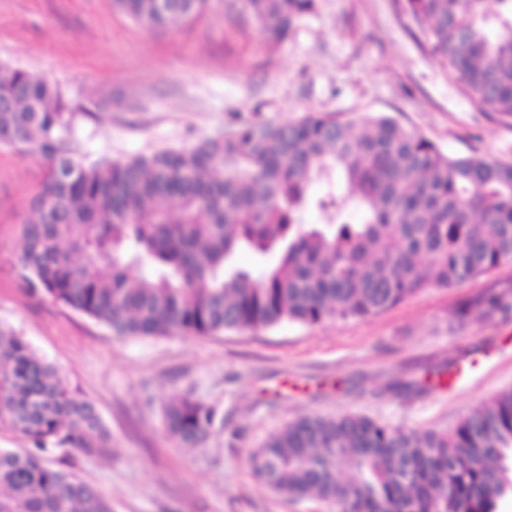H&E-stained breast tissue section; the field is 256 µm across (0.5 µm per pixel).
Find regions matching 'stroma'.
I'll list each match as a JSON object with an SVG mask.
<instances>
[{
    "label": "stroma",
    "instance_id": "stroma-1",
    "mask_svg": "<svg viewBox=\"0 0 512 512\" xmlns=\"http://www.w3.org/2000/svg\"><path fill=\"white\" fill-rule=\"evenodd\" d=\"M415 32L398 0H316L282 42L266 38L241 0H216L199 20L155 31L112 0H0V61L68 92L91 161L310 112L384 114L448 155L512 161V120L469 99ZM43 171L0 146V326L23 336L101 414L111 447L72 449L66 461L113 512H334L260 483L252 451L307 414L445 433L512 387V310L484 304L493 295L512 303V259L373 317L199 338L113 337L31 296L18 276L19 224ZM189 389L224 415L223 430L196 448L178 445L160 418L162 403Z\"/></svg>",
    "mask_w": 512,
    "mask_h": 512
}]
</instances>
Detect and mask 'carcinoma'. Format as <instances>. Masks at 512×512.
<instances>
[{
	"label": "carcinoma",
	"mask_w": 512,
	"mask_h": 512,
	"mask_svg": "<svg viewBox=\"0 0 512 512\" xmlns=\"http://www.w3.org/2000/svg\"><path fill=\"white\" fill-rule=\"evenodd\" d=\"M398 2L449 79L512 119V0H497L495 13L484 0ZM243 4L277 41L315 8V0ZM112 5L154 29L191 22L213 0ZM0 145L45 164L33 218L20 224L19 277L30 293L115 338L370 317L512 259V163L448 156L385 115L312 112L89 163L60 85L0 62ZM317 183L326 192L314 200ZM312 204L325 223H302ZM243 253L255 266L238 264ZM160 411L165 432L187 447L224 429L218 408L191 390ZM0 430L28 442L0 448V512H112L99 489L52 462L60 451L110 447L95 405L2 327ZM251 463L274 491L336 512H496L512 497V388L446 433L304 415L272 434Z\"/></svg>",
	"instance_id": "obj_1"
}]
</instances>
